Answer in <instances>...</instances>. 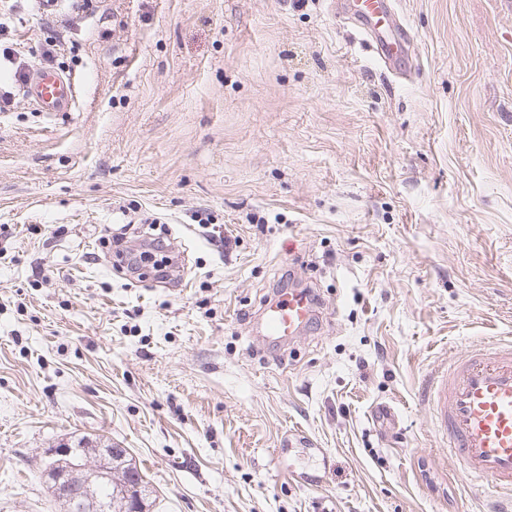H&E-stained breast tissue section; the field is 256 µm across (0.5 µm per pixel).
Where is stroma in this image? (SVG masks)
<instances>
[{"instance_id": "1", "label": "stroma", "mask_w": 512, "mask_h": 512, "mask_svg": "<svg viewBox=\"0 0 512 512\" xmlns=\"http://www.w3.org/2000/svg\"><path fill=\"white\" fill-rule=\"evenodd\" d=\"M394 2L404 78L327 0H0L80 83L0 112V512H64L40 461L82 439L151 512H497L423 391L512 341V0ZM119 234L171 280L117 271ZM306 285V332L259 334ZM37 10L45 18L56 17L57 14L71 12L76 14L91 15L99 7V0H35ZM129 260L133 266L151 265L153 269L160 272L161 277L166 276L167 269L172 263L171 255L168 254L166 247L160 241L139 251Z\"/></svg>"}]
</instances>
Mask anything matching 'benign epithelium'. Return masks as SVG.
Returning a JSON list of instances; mask_svg holds the SVG:
<instances>
[{"mask_svg":"<svg viewBox=\"0 0 512 512\" xmlns=\"http://www.w3.org/2000/svg\"><path fill=\"white\" fill-rule=\"evenodd\" d=\"M75 452L76 449L69 444L48 449L46 454L53 461V466L45 473V477L54 495L66 503L68 512H100L97 503L89 502L76 470H81L84 480L88 482L108 479L112 477L117 463L125 459V456L119 454V449L100 441L96 444L94 455L77 467L72 463Z\"/></svg>","mask_w":512,"mask_h":512,"instance_id":"7a95c632","label":"benign epithelium"}]
</instances>
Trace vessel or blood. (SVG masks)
<instances>
[{"label":"vessel or blood","instance_id":"obj_1","mask_svg":"<svg viewBox=\"0 0 512 512\" xmlns=\"http://www.w3.org/2000/svg\"><path fill=\"white\" fill-rule=\"evenodd\" d=\"M329 5L375 44L386 68H394L407 49V30L393 0H329ZM24 93L37 111L69 112L78 86L67 74L41 66L30 72ZM312 316L309 294L291 290L263 309L264 332L289 340ZM427 404L436 414L449 455L462 470L512 496V343L482 344L455 358L433 375Z\"/></svg>","mask_w":512,"mask_h":512}]
</instances>
